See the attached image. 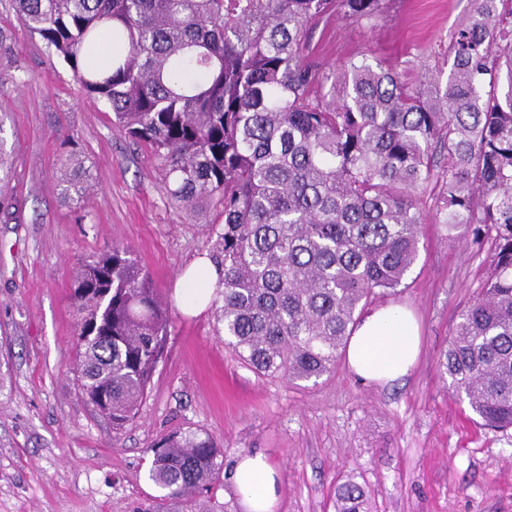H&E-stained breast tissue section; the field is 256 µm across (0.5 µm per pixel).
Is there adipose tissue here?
<instances>
[{
  "label": "adipose tissue",
  "mask_w": 512,
  "mask_h": 512,
  "mask_svg": "<svg viewBox=\"0 0 512 512\" xmlns=\"http://www.w3.org/2000/svg\"><path fill=\"white\" fill-rule=\"evenodd\" d=\"M217 281L218 270L208 258H198L184 270L177 294L186 313L195 316L206 309ZM420 344L416 323L408 312L380 306L367 313L356 328L347 348V362L363 380L383 385L409 373ZM234 482L244 512H273L278 473L263 454L240 457Z\"/></svg>",
  "instance_id": "obj_1"
}]
</instances>
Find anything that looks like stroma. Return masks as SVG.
Wrapping results in <instances>:
<instances>
[{
	"mask_svg": "<svg viewBox=\"0 0 512 512\" xmlns=\"http://www.w3.org/2000/svg\"><path fill=\"white\" fill-rule=\"evenodd\" d=\"M474 0H387L372 23L321 20L307 57L327 70L367 55L415 84L448 68L453 30ZM74 154L91 186L66 196ZM0 154L11 165L12 207L0 214V512H140L160 494L151 445L180 429L212 434L234 468L265 455L279 473L275 512H332L350 472L374 512H512V429L472 420L441 374L462 306L486 260L449 237L426 208L420 257L389 304L411 310L422 338L415 368L379 386L339 361L318 384L262 379L224 349L214 306L185 314L186 266L216 252L213 214L173 205L148 150L110 108L90 99L69 67L0 0ZM133 252L168 303L172 327L148 396L120 437L81 397L72 372V270L112 242Z\"/></svg>",
	"mask_w": 512,
	"mask_h": 512,
	"instance_id": "obj_1",
	"label": "stroma"
}]
</instances>
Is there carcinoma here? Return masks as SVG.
I'll return each mask as SVG.
<instances>
[{"label":"carcinoma","instance_id":"cac0c4a2","mask_svg":"<svg viewBox=\"0 0 512 512\" xmlns=\"http://www.w3.org/2000/svg\"><path fill=\"white\" fill-rule=\"evenodd\" d=\"M14 2L30 35L149 149L170 202L215 210L224 348L259 377L336 370L365 309L405 285L435 184L448 236L487 250L438 365L485 425L512 429V0H475L451 35L446 82L413 86L366 58L327 72L302 53L321 19L370 23L386 0ZM70 306L77 387L116 435L164 354L168 305L113 242L77 263ZM151 451L163 495L142 512H185L225 481L223 448L205 431ZM331 504L372 512L354 473Z\"/></svg>","mask_w":512,"mask_h":512}]
</instances>
